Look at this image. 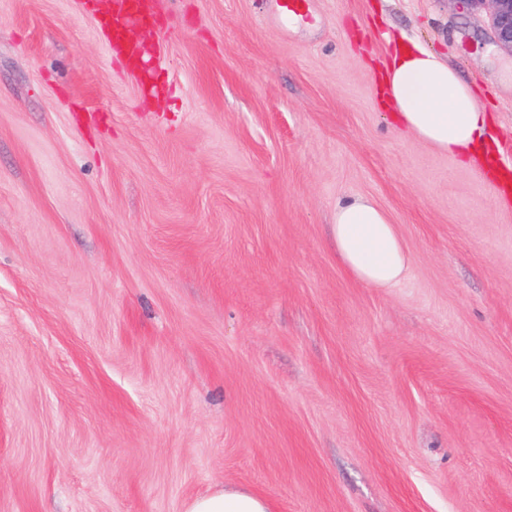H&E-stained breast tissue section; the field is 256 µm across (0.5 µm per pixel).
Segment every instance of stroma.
<instances>
[{
  "label": "stroma",
  "instance_id": "1",
  "mask_svg": "<svg viewBox=\"0 0 512 512\" xmlns=\"http://www.w3.org/2000/svg\"><path fill=\"white\" fill-rule=\"evenodd\" d=\"M156 0L138 66L88 0H0V512H512V204L399 131L387 36L512 157V53L453 0ZM366 196L411 263L336 255ZM333 222L336 252L352 276L374 288L402 279L410 256L384 209L369 198L353 197L336 205ZM185 512H271L268 501L248 490L221 487L190 500Z\"/></svg>",
  "mask_w": 512,
  "mask_h": 512
}]
</instances>
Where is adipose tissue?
<instances>
[{"mask_svg":"<svg viewBox=\"0 0 512 512\" xmlns=\"http://www.w3.org/2000/svg\"><path fill=\"white\" fill-rule=\"evenodd\" d=\"M379 96L397 125L466 166L485 154L490 117L471 87L447 61L418 41L401 37L379 74ZM336 252L357 280L374 288L398 283L410 264L388 213L357 196L337 204L332 225ZM185 512H271L268 501L247 490L221 487L190 500Z\"/></svg>","mask_w":512,"mask_h":512,"instance_id":"adipose-tissue-1","label":"adipose tissue"}]
</instances>
